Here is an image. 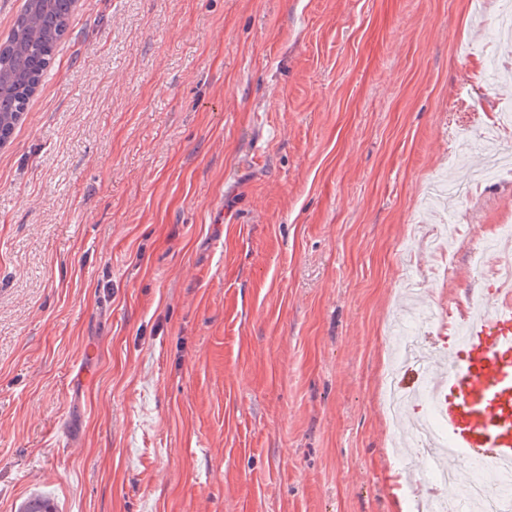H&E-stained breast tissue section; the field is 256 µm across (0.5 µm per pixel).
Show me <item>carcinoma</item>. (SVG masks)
<instances>
[{
    "label": "carcinoma",
    "mask_w": 512,
    "mask_h": 512,
    "mask_svg": "<svg viewBox=\"0 0 512 512\" xmlns=\"http://www.w3.org/2000/svg\"><path fill=\"white\" fill-rule=\"evenodd\" d=\"M69 0H25L7 45L0 50V135H12L33 87L55 63L57 45L68 31ZM17 512H57L49 496L34 494Z\"/></svg>",
    "instance_id": "obj_1"
}]
</instances>
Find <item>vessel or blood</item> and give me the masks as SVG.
<instances>
[{
    "mask_svg": "<svg viewBox=\"0 0 512 512\" xmlns=\"http://www.w3.org/2000/svg\"><path fill=\"white\" fill-rule=\"evenodd\" d=\"M499 294L489 306L470 301L465 334L440 361L421 354L410 360L404 388L434 400L428 469L480 460L512 473V290Z\"/></svg>",
    "mask_w": 512,
    "mask_h": 512,
    "instance_id": "obj_1",
    "label": "vessel or blood"
}]
</instances>
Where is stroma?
<instances>
[{
	"label": "stroma",
	"instance_id": "1",
	"mask_svg": "<svg viewBox=\"0 0 512 512\" xmlns=\"http://www.w3.org/2000/svg\"><path fill=\"white\" fill-rule=\"evenodd\" d=\"M501 5L80 0L0 148V512L412 503L391 320L443 225L431 308L497 296Z\"/></svg>",
	"mask_w": 512,
	"mask_h": 512
}]
</instances>
